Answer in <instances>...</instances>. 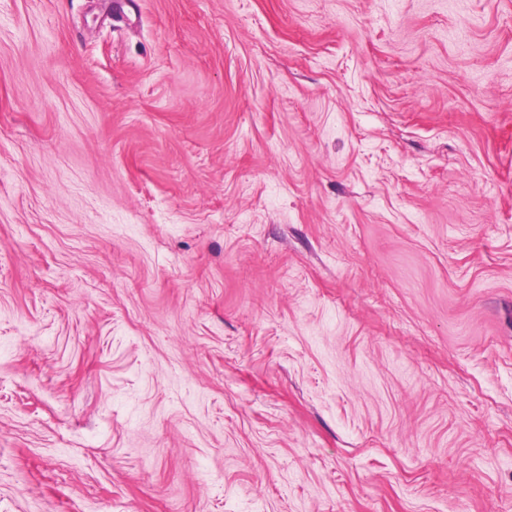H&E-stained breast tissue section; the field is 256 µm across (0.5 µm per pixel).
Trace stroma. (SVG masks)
<instances>
[{
    "label": "stroma",
    "instance_id": "obj_1",
    "mask_svg": "<svg viewBox=\"0 0 512 512\" xmlns=\"http://www.w3.org/2000/svg\"><path fill=\"white\" fill-rule=\"evenodd\" d=\"M0 512H512V0H0Z\"/></svg>",
    "mask_w": 512,
    "mask_h": 512
}]
</instances>
